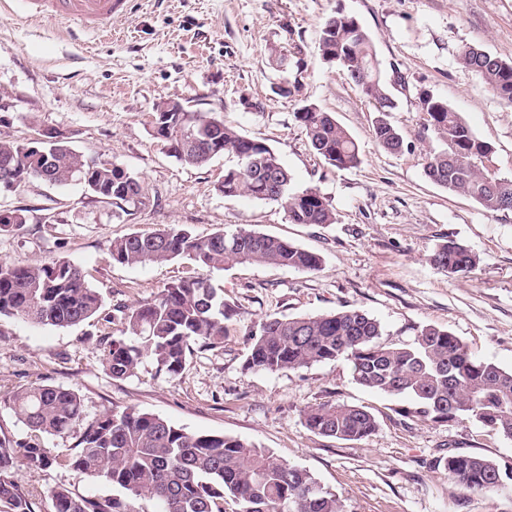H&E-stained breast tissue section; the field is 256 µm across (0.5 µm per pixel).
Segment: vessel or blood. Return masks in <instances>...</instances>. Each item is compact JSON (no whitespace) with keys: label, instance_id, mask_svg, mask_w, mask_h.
Instances as JSON below:
<instances>
[{"label":"vessel or blood","instance_id":"1","mask_svg":"<svg viewBox=\"0 0 512 512\" xmlns=\"http://www.w3.org/2000/svg\"><path fill=\"white\" fill-rule=\"evenodd\" d=\"M125 0H25L30 18H49L57 24L111 32L112 18Z\"/></svg>","mask_w":512,"mask_h":512}]
</instances>
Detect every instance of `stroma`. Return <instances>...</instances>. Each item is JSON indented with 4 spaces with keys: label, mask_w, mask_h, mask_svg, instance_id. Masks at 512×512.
Wrapping results in <instances>:
<instances>
[{
    "label": "stroma",
    "mask_w": 512,
    "mask_h": 512,
    "mask_svg": "<svg viewBox=\"0 0 512 512\" xmlns=\"http://www.w3.org/2000/svg\"><path fill=\"white\" fill-rule=\"evenodd\" d=\"M339 12L355 17L373 42L401 153L375 139V102L319 52L321 26ZM467 46L512 62V0H128L108 37L24 19L16 0H0V96L9 105L0 113V141L55 133L85 160L140 177L148 191L144 204L119 208L80 184L32 179L1 189L0 209H25L26 221L0 234V263L74 262L107 312L198 275L223 289L229 308L223 344L194 350L173 381L148 359L134 376L112 378L98 322L60 328L1 315L0 397L51 383L77 391L90 417L133 406L190 431L249 441L308 470L339 495L344 512H512V482L473 493L440 464L451 453L512 463V439L472 421L404 416L405 399L359 386L342 361L275 373L245 366L247 333L266 316L355 308L381 323L384 342L412 343L432 325L477 358L512 369V210H486L424 173L426 153L438 146L423 126L427 92L461 113L491 147L496 175L512 179V105L463 65ZM274 49L285 66L272 62ZM166 101L263 140L295 189L313 187L328 200L334 223L294 224L277 203L224 197L218 187L235 158L222 154L194 167L170 156L151 124ZM310 105L332 113L353 137L358 167L337 169L314 152L295 117ZM241 224L319 254L320 268L204 270L185 258L123 266L109 252L112 239L164 225L207 238ZM448 239L479 255L467 276L451 278L429 264ZM320 403L366 407L377 429L358 441L315 434L303 412ZM18 479L37 512H52L49 492L58 486L116 493L53 467L20 470Z\"/></svg>",
    "instance_id": "1"
}]
</instances>
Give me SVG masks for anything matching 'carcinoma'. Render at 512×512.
Returning a JSON list of instances; mask_svg holds the SVG:
<instances>
[{"label": "carcinoma", "mask_w": 512, "mask_h": 512, "mask_svg": "<svg viewBox=\"0 0 512 512\" xmlns=\"http://www.w3.org/2000/svg\"><path fill=\"white\" fill-rule=\"evenodd\" d=\"M319 48L325 60L346 70L365 96L389 107L381 62L356 19L340 13L326 19ZM461 60L496 97L512 104V63L471 46L461 51ZM421 104L424 129L439 143L426 155L425 175L490 211L509 209L512 179L490 176L482 163L490 146L444 100L426 93ZM296 119L312 149L328 164L338 169L360 164L357 144L330 113L311 106L296 113ZM152 124L171 156L187 165L203 167L219 154L236 157L237 166L224 173V196L277 202L295 224L335 223L326 198L314 188L293 189L288 170L263 141L243 137L202 112H155ZM374 136L388 152L403 148L399 133L383 117L374 126ZM29 178L58 186L82 183L116 205L140 203L147 192L144 182L123 167H91L64 143L0 142V184ZM110 254L113 262L125 266L177 258L209 269L250 263L311 271L321 265L317 254L248 225L206 239L173 226L135 232L112 240ZM478 262L468 245L453 239L439 244L430 258L450 278L470 273ZM0 315L55 327L96 318L107 329L121 326V336L104 348L105 366L114 379L134 375L145 358L157 372L175 379L194 348L220 345L226 335L224 294L203 277L173 282L147 302L104 315L100 294L84 270L67 260L1 263ZM381 336L380 323L359 309L288 318L268 315L248 332L245 365L279 372L342 360L358 385L408 397L411 406L405 414L424 422L472 420L512 439V370L475 357L457 336L432 325L423 327L411 344L384 343ZM3 403L29 434L23 440L0 436V512H35L36 503L17 472L52 466L153 500L161 512H225L228 498L238 506L236 512H343L340 497L309 471L237 437L191 432L135 407L89 418L78 392L52 384L18 389ZM304 422L310 431L341 441L367 438L377 427L369 410L347 404L309 406ZM46 435L74 436L73 452L52 454L42 444ZM440 463L448 476L472 492L512 481V466L486 457L457 453ZM50 499L53 512H132L121 497L84 496L67 487L51 490Z\"/></svg>", "instance_id": "carcinoma-1"}]
</instances>
